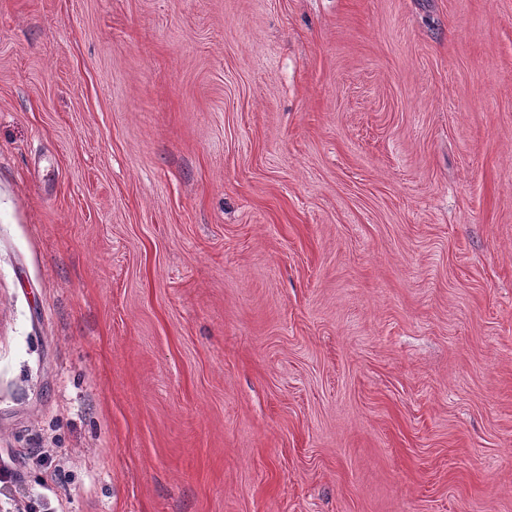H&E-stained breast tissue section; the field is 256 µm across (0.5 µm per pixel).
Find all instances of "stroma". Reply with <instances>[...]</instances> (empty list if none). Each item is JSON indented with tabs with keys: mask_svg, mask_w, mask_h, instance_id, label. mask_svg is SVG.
<instances>
[{
	"mask_svg": "<svg viewBox=\"0 0 512 512\" xmlns=\"http://www.w3.org/2000/svg\"><path fill=\"white\" fill-rule=\"evenodd\" d=\"M0 512H512V0H0Z\"/></svg>",
	"mask_w": 512,
	"mask_h": 512,
	"instance_id": "1",
	"label": "stroma"
}]
</instances>
